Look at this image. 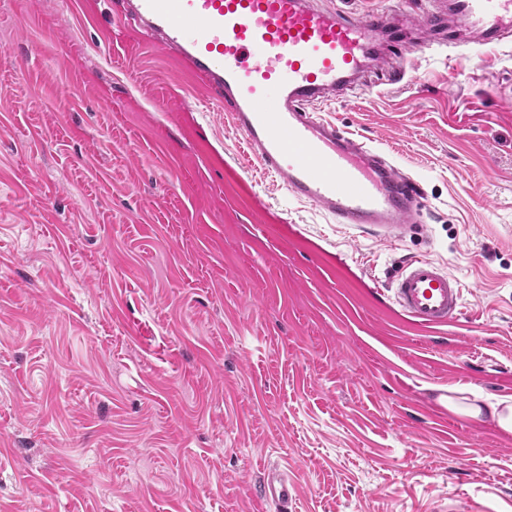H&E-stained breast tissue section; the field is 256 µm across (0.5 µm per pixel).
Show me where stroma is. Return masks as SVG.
Segmentation results:
<instances>
[{
	"mask_svg": "<svg viewBox=\"0 0 512 512\" xmlns=\"http://www.w3.org/2000/svg\"><path fill=\"white\" fill-rule=\"evenodd\" d=\"M123 0H0V512H512V34L425 0L323 116L420 182L419 227L335 224L262 174L223 105ZM405 68L402 82H389ZM429 258L463 307L396 305ZM394 300L416 322L437 328L456 319L462 305V289L456 277L435 261L415 258L399 273ZM448 391L440 390L437 394V399L442 404L445 400L448 401V410L460 411L471 418H488L503 431L512 433V397L488 401L479 394L471 392V401L461 403L454 396L448 394ZM257 496L264 503L273 505L277 511L288 512L295 500V486L287 474L270 468L259 480Z\"/></svg>",
	"mask_w": 512,
	"mask_h": 512,
	"instance_id": "obj_1",
	"label": "stroma"
}]
</instances>
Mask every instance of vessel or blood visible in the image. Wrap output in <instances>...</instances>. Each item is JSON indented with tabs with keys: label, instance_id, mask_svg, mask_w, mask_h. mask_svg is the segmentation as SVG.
I'll return each mask as SVG.
<instances>
[{
	"label": "vessel or blood",
	"instance_id": "obj_1",
	"mask_svg": "<svg viewBox=\"0 0 512 512\" xmlns=\"http://www.w3.org/2000/svg\"><path fill=\"white\" fill-rule=\"evenodd\" d=\"M137 25L220 95L251 156L298 201L336 224L390 232L415 222L422 191L377 147L359 142L315 109L353 87L385 15L350 17L318 0H126ZM456 21L500 43L512 0H450ZM398 307L437 328L462 305L459 281L428 258L411 260L394 288ZM258 498L290 512L295 486L271 468Z\"/></svg>",
	"mask_w": 512,
	"mask_h": 512
}]
</instances>
